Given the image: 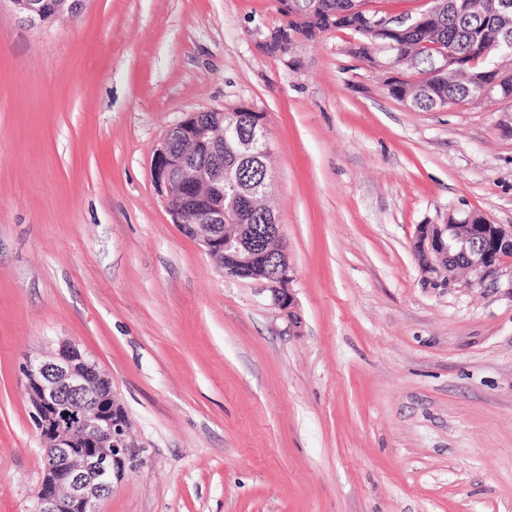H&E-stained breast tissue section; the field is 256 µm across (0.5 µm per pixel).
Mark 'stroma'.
<instances>
[{
	"label": "stroma",
	"instance_id": "1",
	"mask_svg": "<svg viewBox=\"0 0 512 512\" xmlns=\"http://www.w3.org/2000/svg\"><path fill=\"white\" fill-rule=\"evenodd\" d=\"M277 0H0V512H32L28 358L75 344L134 442L101 512H512V268L424 285L420 224L512 225V100L424 111ZM264 113L289 308L172 224L187 112ZM16 12L29 22L48 25L61 18L76 14L82 0H10Z\"/></svg>",
	"mask_w": 512,
	"mask_h": 512
}]
</instances>
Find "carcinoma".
<instances>
[{
  "label": "carcinoma",
  "mask_w": 512,
  "mask_h": 512,
  "mask_svg": "<svg viewBox=\"0 0 512 512\" xmlns=\"http://www.w3.org/2000/svg\"><path fill=\"white\" fill-rule=\"evenodd\" d=\"M476 3L477 0H431L432 16L425 17L421 11L416 13L422 24L414 29H398L389 38L393 47L386 50L376 48L366 31L352 27L343 16L352 0H294L295 18L288 21V33L312 39L318 31L351 30L368 45L360 58L374 68L379 62L401 68L404 60L412 57V69L421 79L416 82L396 79L389 94L396 99L407 96L423 110L459 100L474 101L476 86L485 82L493 84V99L512 98V62L496 69L481 64L472 69L470 76L451 68L440 74L436 71L446 51L464 58L494 45L496 28L483 18Z\"/></svg>",
  "instance_id": "cac0c4a2"
}]
</instances>
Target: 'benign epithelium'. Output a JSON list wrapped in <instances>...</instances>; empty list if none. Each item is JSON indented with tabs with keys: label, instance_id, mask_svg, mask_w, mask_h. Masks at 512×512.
Masks as SVG:
<instances>
[{
	"label": "benign epithelium",
	"instance_id": "7a95c632",
	"mask_svg": "<svg viewBox=\"0 0 512 512\" xmlns=\"http://www.w3.org/2000/svg\"><path fill=\"white\" fill-rule=\"evenodd\" d=\"M29 22L51 24L77 13L82 0H10ZM366 28L386 36L391 26L408 22L366 12ZM495 53L484 52L469 61L474 68L512 59V30L505 27L494 44ZM224 122V113L210 116L188 112L166 134L151 165L152 177L166 191L172 223L197 239L213 256L224 275L264 283L272 300L282 308L291 305L292 267L281 243L280 224L273 210L263 213L267 239L275 245L262 250L255 245L256 226L244 219L242 207L258 194L269 195L270 184L247 185L233 173L243 164L265 163L271 150L265 117L237 108ZM249 121V134L227 145L228 132L237 117ZM413 249L424 281H440L442 271L463 266L470 285L497 274L504 259L512 256V225L496 224L483 214L469 212L461 218L448 215L443 224H420ZM275 271H268L269 259ZM26 392L44 450V475L35 491L34 512H98V502L122 478L129 458L130 426L118 414L113 393L99 398L95 363L73 345L49 357H34L25 365Z\"/></svg>",
	"mask_w": 512,
	"mask_h": 512
}]
</instances>
